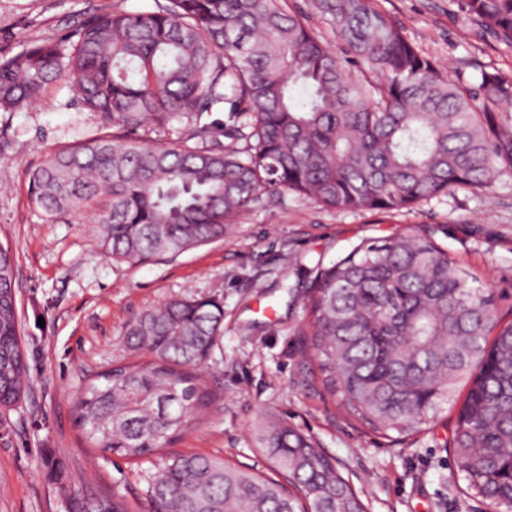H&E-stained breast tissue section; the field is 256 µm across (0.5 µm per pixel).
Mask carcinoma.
Listing matches in <instances>:
<instances>
[{"label": "carcinoma", "mask_w": 512, "mask_h": 512, "mask_svg": "<svg viewBox=\"0 0 512 512\" xmlns=\"http://www.w3.org/2000/svg\"><path fill=\"white\" fill-rule=\"evenodd\" d=\"M512 47V0H460ZM343 64L295 0H154L76 25L73 40L33 36L0 57V111L40 101L68 80L77 102L128 134L52 153L29 197L64 216L96 207L102 246L143 263L224 240L226 225L266 191L286 189L338 210L411 209L455 188L512 176V76L479 70L475 84L442 71L373 0H315ZM228 112L221 144L203 113ZM194 122L175 142L160 133ZM11 250L0 244V408L24 396ZM425 237L363 241L320 270L307 346L345 411L371 430L409 434L467 389L451 447L465 493L512 502V322L493 297ZM224 321L212 297L170 299L131 321L130 354L89 378L76 398L86 440L138 459L165 448L214 401L198 374ZM256 437L284 481L219 456L179 455L153 477L151 512H366L332 460L282 421ZM72 512H128L123 498H76Z\"/></svg>", "instance_id": "obj_1"}]
</instances>
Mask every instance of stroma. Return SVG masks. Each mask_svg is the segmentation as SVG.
Listing matches in <instances>:
<instances>
[{
    "instance_id": "stroma-1",
    "label": "stroma",
    "mask_w": 512,
    "mask_h": 512,
    "mask_svg": "<svg viewBox=\"0 0 512 512\" xmlns=\"http://www.w3.org/2000/svg\"><path fill=\"white\" fill-rule=\"evenodd\" d=\"M153 0H0V57L30 36L61 39L77 21ZM408 41L452 77L478 68L512 74V48L482 30L459 0H374ZM84 110L65 82L39 102L0 112V243L17 256L14 289L29 385L0 420V512H69V496L113 492L129 512H148V484L174 456L207 454L267 477L275 471L253 430L287 422L313 439L358 492L368 512H500L470 498L449 441L458 413L399 444L348 415L311 369L306 348L309 290L364 240L397 233L429 238L465 264L512 320V176L492 188H457L411 210L327 209L289 191L263 194L228 226L223 240L143 264L105 255L93 211L53 217L29 199V173L60 147L112 132ZM211 296L224 328L203 365L216 400L170 447L128 460L89 447L74 401L87 377L124 361L127 324L179 297ZM59 463L55 479L48 462Z\"/></svg>"
}]
</instances>
